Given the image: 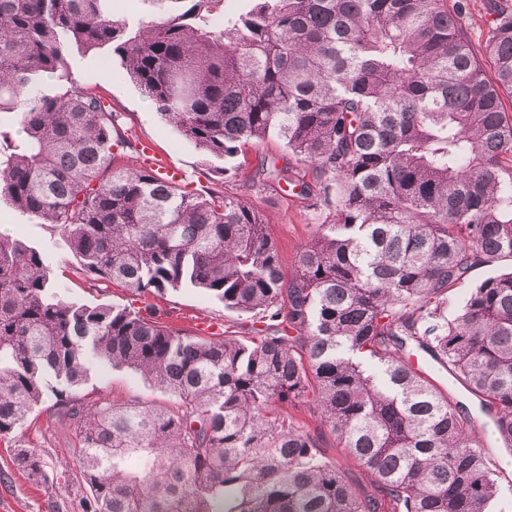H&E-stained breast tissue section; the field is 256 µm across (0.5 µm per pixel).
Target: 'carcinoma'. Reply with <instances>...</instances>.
I'll use <instances>...</instances> for the list:
<instances>
[{
	"instance_id": "1",
	"label": "carcinoma",
	"mask_w": 512,
	"mask_h": 512,
	"mask_svg": "<svg viewBox=\"0 0 512 512\" xmlns=\"http://www.w3.org/2000/svg\"><path fill=\"white\" fill-rule=\"evenodd\" d=\"M0 0V199L57 229L91 285L195 288L252 315L249 337L199 336L149 307L78 304L42 251L0 235V440L23 444L47 396L72 428L81 512H490L500 488L468 409L406 358L416 348L478 399L512 447V270L448 318V288L512 262V9L481 52L467 0ZM108 50L206 158L279 136L334 210L291 273L265 215L217 187L165 184L66 58ZM494 70L490 82L484 64ZM260 161L253 184L289 180ZM126 367L175 406L78 390ZM313 405L374 490L356 493L288 408Z\"/></svg>"
}]
</instances>
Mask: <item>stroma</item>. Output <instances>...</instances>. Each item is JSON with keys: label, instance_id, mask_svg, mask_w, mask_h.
I'll return each mask as SVG.
<instances>
[{"label": "stroma", "instance_id": "1", "mask_svg": "<svg viewBox=\"0 0 512 512\" xmlns=\"http://www.w3.org/2000/svg\"><path fill=\"white\" fill-rule=\"evenodd\" d=\"M67 69L73 79L91 87L111 104L113 111L118 112L119 131L132 144L150 142L184 172L186 182L193 188L203 190L212 186L214 176L209 161L161 119L154 104L124 75L118 61L110 60L102 52L75 50L67 58ZM287 156L288 151L278 138L250 143L241 155L230 161L225 187L263 211L280 248L284 266L291 271L301 247L312 238L318 225L328 223L332 215L328 209L314 207L310 201L297 196L290 184H252L250 175L257 160L265 158L280 166ZM0 232L43 250L62 294L69 301L135 308L151 306L159 309L165 320L189 330L203 321H219L225 330L234 332L248 320L247 315L226 310L223 303L193 288L134 296L116 285L109 288L89 286L75 273L76 262L65 249L56 229L30 221L4 202L0 203ZM410 356L422 362L426 376L446 390L452 400L470 407L471 424L479 429L489 464L499 477L500 506L503 512H512V451L497 440L489 418L479 411L477 401L453 380L446 368L420 350H411ZM84 389L110 394L120 402L138 399L167 404L171 401L169 395L140 373L109 365L93 368ZM54 402V397H46L34 409L24 433L25 439L33 442L44 459L45 479L32 478L17 469L12 462L13 449L7 442H0V512H73L72 503L79 492L75 480L74 439L68 425L57 419ZM294 415L311 433L320 435L322 456L343 470L348 483L358 493H371L370 475L345 456L337 437L321 428L312 408L300 406Z\"/></svg>", "mask_w": 512, "mask_h": 512}]
</instances>
